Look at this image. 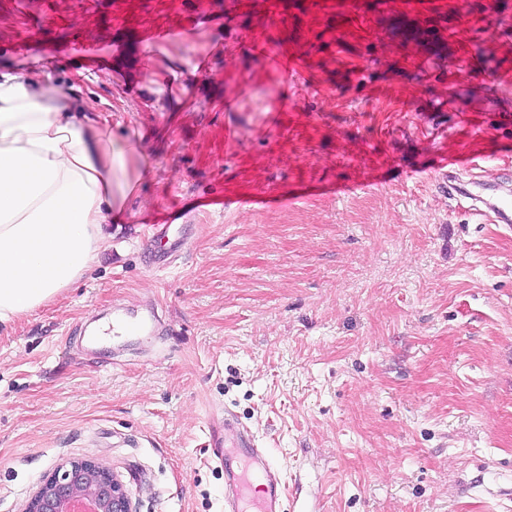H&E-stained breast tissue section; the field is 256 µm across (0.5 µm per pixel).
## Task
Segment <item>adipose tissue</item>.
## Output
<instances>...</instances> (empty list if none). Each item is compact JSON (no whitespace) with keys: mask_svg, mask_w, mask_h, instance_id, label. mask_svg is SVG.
Masks as SVG:
<instances>
[{"mask_svg":"<svg viewBox=\"0 0 512 512\" xmlns=\"http://www.w3.org/2000/svg\"><path fill=\"white\" fill-rule=\"evenodd\" d=\"M140 180L128 141L75 112L64 88L0 73V326L85 274Z\"/></svg>","mask_w":512,"mask_h":512,"instance_id":"1","label":"adipose tissue"}]
</instances>
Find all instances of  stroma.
I'll list each match as a JSON object with an SVG mask.
<instances>
[{
    "mask_svg": "<svg viewBox=\"0 0 512 512\" xmlns=\"http://www.w3.org/2000/svg\"><path fill=\"white\" fill-rule=\"evenodd\" d=\"M142 2L184 36L138 46L111 0H0V40L25 44L0 71L68 89L144 170L86 275L0 330V512L71 460L137 512H224L207 432L228 412L292 488L282 512H512V225L454 190L512 185V0L275 22ZM75 27L110 61L71 57ZM163 230L181 250L149 265ZM151 304L156 335L88 342Z\"/></svg>",
    "mask_w": 512,
    "mask_h": 512,
    "instance_id": "stroma-1",
    "label": "stroma"
}]
</instances>
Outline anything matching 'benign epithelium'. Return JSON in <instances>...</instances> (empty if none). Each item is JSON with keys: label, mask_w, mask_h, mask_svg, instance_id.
I'll return each instance as SVG.
<instances>
[{"label": "benign epithelium", "mask_w": 512, "mask_h": 512, "mask_svg": "<svg viewBox=\"0 0 512 512\" xmlns=\"http://www.w3.org/2000/svg\"><path fill=\"white\" fill-rule=\"evenodd\" d=\"M89 502L95 512H133L131 497L118 476L102 464L83 460L46 477L25 512H79Z\"/></svg>", "instance_id": "7a95c632"}]
</instances>
